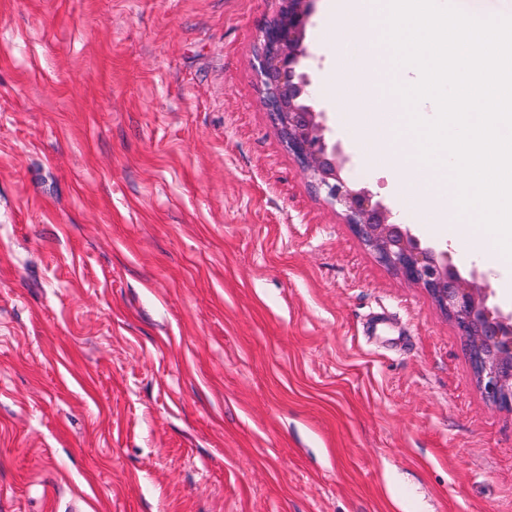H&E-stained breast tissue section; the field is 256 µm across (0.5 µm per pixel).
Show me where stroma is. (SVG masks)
<instances>
[{
    "mask_svg": "<svg viewBox=\"0 0 512 512\" xmlns=\"http://www.w3.org/2000/svg\"><path fill=\"white\" fill-rule=\"evenodd\" d=\"M346 171L447 245L347 114ZM276 0H0V512H512V410L261 102Z\"/></svg>",
    "mask_w": 512,
    "mask_h": 512,
    "instance_id": "35a3bbf8",
    "label": "stroma"
}]
</instances>
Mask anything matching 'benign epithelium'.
Here are the masks:
<instances>
[{
  "mask_svg": "<svg viewBox=\"0 0 512 512\" xmlns=\"http://www.w3.org/2000/svg\"><path fill=\"white\" fill-rule=\"evenodd\" d=\"M279 2L277 15L260 30L257 69L263 106L288 152L380 262L423 286L454 320L485 396L512 409V313L489 305L485 277L475 271L463 277L448 251L422 244L369 188L345 177L347 157L326 140L324 113L311 103V82L303 66L309 57L304 37L314 0Z\"/></svg>",
  "mask_w": 512,
  "mask_h": 512,
  "instance_id": "1",
  "label": "benign epithelium"
}]
</instances>
